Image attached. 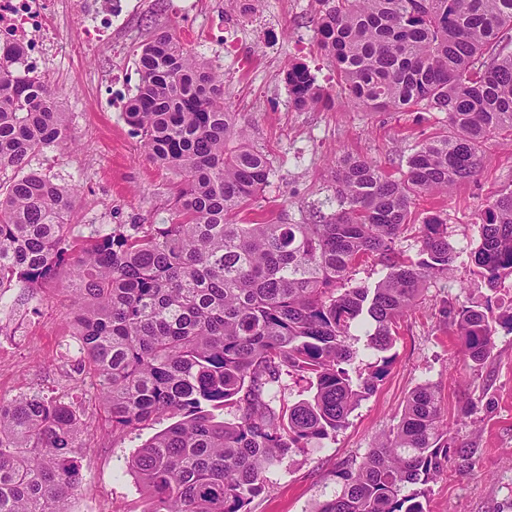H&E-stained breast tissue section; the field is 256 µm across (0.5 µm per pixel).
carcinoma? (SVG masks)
I'll return each mask as SVG.
<instances>
[{"label": "carcinoma", "mask_w": 512, "mask_h": 512, "mask_svg": "<svg viewBox=\"0 0 512 512\" xmlns=\"http://www.w3.org/2000/svg\"><path fill=\"white\" fill-rule=\"evenodd\" d=\"M316 2L315 38L336 68L337 96L366 109L444 112L448 131L417 143L400 178L342 157L330 212L308 224L237 221L270 183L272 162L224 105V74L164 29L141 46L124 115L149 157L180 178L168 217L83 235L77 187L25 171L29 157L67 142L68 114L45 80L0 58V301L67 270L75 369L112 429L179 417L128 461L146 512H249L275 463L346 427L392 364L397 324L456 259L442 209L417 218L418 257L401 254L412 205L473 178L488 137L512 131V0ZM283 80L295 110L329 105L306 64H289ZM480 228L473 260L495 291L512 277V188L492 196ZM369 255L379 279L357 284ZM456 325L478 367L497 328L512 332V312L492 320L463 307ZM359 326L376 356L365 372L350 343ZM287 378L309 395L288 402ZM78 432L62 397L0 400V512H70ZM475 453L454 446L438 392L421 385L392 434L336 471V491L316 512H426L448 461Z\"/></svg>", "instance_id": "carcinoma-1"}]
</instances>
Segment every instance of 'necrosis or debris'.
Masks as SVG:
<instances>
[{
    "instance_id": "1",
    "label": "necrosis or debris",
    "mask_w": 512,
    "mask_h": 512,
    "mask_svg": "<svg viewBox=\"0 0 512 512\" xmlns=\"http://www.w3.org/2000/svg\"><path fill=\"white\" fill-rule=\"evenodd\" d=\"M65 11L80 21L82 45L90 51L112 46V30L124 23L125 0H0V46L11 49L12 69L23 76L47 72L67 52L50 18Z\"/></svg>"
}]
</instances>
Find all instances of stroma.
Returning <instances> with one entry per match:
<instances>
[{
	"label": "stroma",
	"instance_id": "1",
	"mask_svg": "<svg viewBox=\"0 0 512 512\" xmlns=\"http://www.w3.org/2000/svg\"><path fill=\"white\" fill-rule=\"evenodd\" d=\"M193 0L190 12L173 0H128L124 25L112 33L108 54L77 50L55 64L46 80L70 120V141L44 151L29 166L60 184L81 187L78 221L105 229L115 224H157L165 217L178 178L155 164L124 121L140 82L141 44L156 31L176 27L185 42L224 74V102L237 112L253 145L275 169L252 201L245 220L283 218L297 224L309 206L334 190L336 162L366 157L397 173L400 155L446 129L441 112H375L351 106L295 111L281 71L305 63L318 85L336 90V70L317 46L314 0ZM123 82L108 84L109 74ZM485 166L447 196L425 197L421 208L448 212V241L457 258L446 278L433 281L420 304L399 322L391 349L395 361L375 392L351 413L345 428L323 447L299 452L272 467L270 495L251 512H315L336 489L335 472L390 435L411 392L435 386L454 441L473 448L468 466L452 460L427 494V512H512V334L498 331L490 357L479 367L464 355L454 319L441 308L487 305L493 314L512 309V279L489 291L475 273L471 253L479 243L478 216L489 197L512 185V133L493 135ZM71 302L59 285L37 294L11 289L0 300V398L30 392L65 396L80 413L74 455L81 474L71 512H143L145 501L127 461L154 433L160 419L132 431H113L86 376L65 358L74 344Z\"/></svg>",
	"mask_w": 512,
	"mask_h": 512
}]
</instances>
